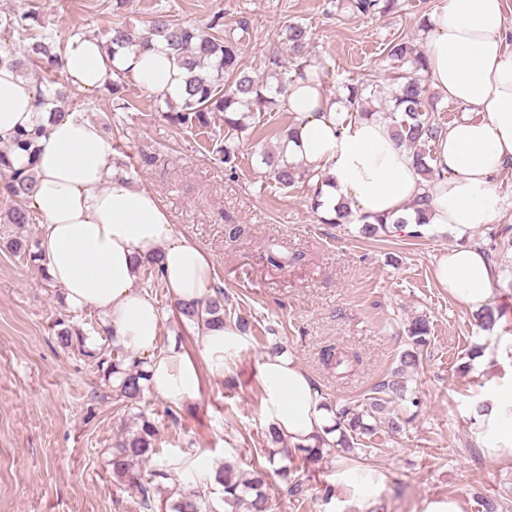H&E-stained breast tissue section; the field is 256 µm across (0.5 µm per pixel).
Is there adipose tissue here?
<instances>
[{"label":"adipose tissue","mask_w":512,"mask_h":512,"mask_svg":"<svg viewBox=\"0 0 512 512\" xmlns=\"http://www.w3.org/2000/svg\"><path fill=\"white\" fill-rule=\"evenodd\" d=\"M511 38L505 0H443L432 14L427 76L441 96L469 110L438 140L435 166L441 174L433 180L418 173L389 122L349 115L309 63L288 89L293 134L281 144L284 158L312 174L328 212L341 203L355 220L396 218L419 203L431 223L464 233L493 223L500 208L495 177L512 167ZM105 44L94 35L67 39L61 58L67 91L93 93L120 71L147 92L179 98L185 74L163 39L115 54ZM39 100L34 78L0 67V144L19 130L45 128L27 207L41 224L49 277L62 288L68 308L104 315L116 342L143 361L148 385L159 396L173 404L195 397V360L175 346L156 350L162 312L139 270L156 261L171 298L188 302L211 289V262L194 241L175 232L154 192L118 174L112 140L98 124L78 112L51 115ZM436 277L465 307L479 310L495 301L497 275L475 246L450 249ZM246 344L236 326H216L205 330L201 355L220 368ZM259 373L266 420L289 445L317 446L332 414L307 371L286 355L269 353ZM384 480L358 463L336 469L337 483L358 499L377 495Z\"/></svg>","instance_id":"adipose-tissue-1"}]
</instances>
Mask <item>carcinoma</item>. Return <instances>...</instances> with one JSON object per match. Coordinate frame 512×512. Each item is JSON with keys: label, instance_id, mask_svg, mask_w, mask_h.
Masks as SVG:
<instances>
[{"label": "carcinoma", "instance_id": "carcinoma-1", "mask_svg": "<svg viewBox=\"0 0 512 512\" xmlns=\"http://www.w3.org/2000/svg\"><path fill=\"white\" fill-rule=\"evenodd\" d=\"M336 5L340 9L364 16H382L396 8L398 0H338ZM38 22V16L30 12H12L0 16L1 27L19 34V43L4 47L0 45V63L8 61L18 72L28 64L39 68L41 73L38 74V80L44 87V91L40 92L42 104L53 105L54 113L63 112L69 96L56 88L57 81L51 78V72L57 69V61L61 56V51L54 47L56 36L53 30L43 24L39 39L25 43V32ZM149 34L165 39L178 65L189 73L179 109L169 115L171 122L185 128H203L210 123V114L222 112L224 125L241 132L247 125L239 119L229 117V114L262 112L276 104L267 86L241 67V42L233 35L223 32L220 18L216 17L208 25L200 27L159 15L151 21ZM102 37L108 40L106 47L112 52L117 47H131L145 40V37L135 35L132 27L124 23L113 24L102 32ZM277 38L288 45V58H283L277 50L266 55L264 64L267 74L275 78L287 71L289 66H299V60L307 57L309 46L308 30L298 23L282 25ZM388 57L398 62L410 63L412 74L394 73L390 75L386 86L374 79L350 85L347 87L350 110L359 116L368 117L376 113L370 103L374 100L380 101L385 118L393 123L395 139L411 152L419 174L426 180L432 179L440 171L430 166L426 151L422 147L436 141L442 135L443 129L426 107L425 86L417 76L419 72H427V58L410 42L402 40L390 47ZM37 137L36 132L22 131L0 150V170L8 175L5 190L12 202L4 216L6 224L24 225L33 221V214L27 209L26 203L35 185L33 166ZM16 151L27 155L28 166L19 169L13 167L11 155ZM262 163L268 169L269 177L283 188L293 186L304 177L293 165L286 163L278 151L264 154ZM407 224L409 221L403 218L392 221L387 217H376L372 222L364 221L359 232L363 237L371 238L378 234H390ZM12 247L13 252L24 260L43 271L46 270V260L39 243L16 240L12 242ZM225 302L224 289L216 287L206 298L180 302L175 308L202 332L224 324ZM58 325L62 326L58 331L60 344L67 348L77 347L86 357L96 361L104 377L115 378L118 381L116 392L121 400L131 406L141 400L148 381L142 361L134 359L128 364L124 355L105 344L90 350L86 348V337L82 332L65 326L63 320L58 321ZM428 333L426 320L415 319L407 329V347L399 354L397 366L390 377L375 386V396L358 406L335 405L334 425L329 432L338 433L336 440L327 443L325 449L320 446H301L299 450L315 462L324 459L328 448L353 451L356 440L373 431L369 419L376 418L394 404L406 402L413 407H419L420 402L409 393L407 378L416 373L421 365V349L427 345ZM156 435L155 423L140 413L137 429L131 433H121L112 448V475L138 488L142 503L147 507L151 503L152 487L138 482L139 466L155 453ZM271 443L276 448L271 450L269 462H275L277 456L282 461L272 472L257 471L247 479L228 461L219 469L216 481L222 486L224 512H269V499L264 487L268 478L273 475L281 479L287 496L296 499L306 496L305 483L295 475L292 449L286 445L278 447L282 439L275 431L271 432ZM172 509L173 512H212L206 490L199 487L179 493Z\"/></svg>", "mask_w": 512, "mask_h": 512}]
</instances>
